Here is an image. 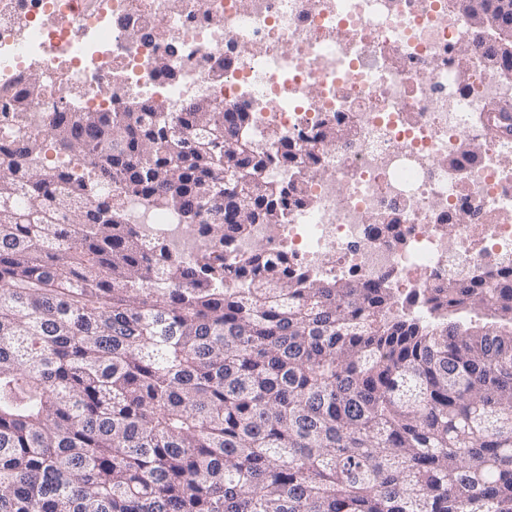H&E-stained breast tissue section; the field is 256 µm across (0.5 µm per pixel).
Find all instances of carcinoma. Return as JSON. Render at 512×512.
I'll list each match as a JSON object with an SVG mask.
<instances>
[{"mask_svg":"<svg viewBox=\"0 0 512 512\" xmlns=\"http://www.w3.org/2000/svg\"><path fill=\"white\" fill-rule=\"evenodd\" d=\"M454 6L458 56L512 72V0ZM250 120L156 100L65 107L47 139L0 121V512H512V268L403 299L425 322L388 315L383 281L237 252L309 204L298 178L255 184ZM280 160L316 158L288 141ZM114 172L204 244L124 223ZM470 312L490 321L450 319Z\"/></svg>","mask_w":512,"mask_h":512,"instance_id":"cac0c4a2","label":"carcinoma"}]
</instances>
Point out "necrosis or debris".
<instances>
[{
  "label": "necrosis or debris",
  "mask_w": 512,
  "mask_h": 512,
  "mask_svg": "<svg viewBox=\"0 0 512 512\" xmlns=\"http://www.w3.org/2000/svg\"><path fill=\"white\" fill-rule=\"evenodd\" d=\"M468 35L449 0H0V112L24 105L25 123L43 134L63 88L100 112L135 98L177 109L208 95L248 107L270 153L324 121L355 118L353 139L315 145L311 206L254 225L238 248L262 241L314 273L385 274L410 294L464 265L498 274V258L512 257V146L482 141L469 121L487 101H511L512 82L449 63ZM161 58L174 76L157 70ZM472 140L482 162L448 167ZM120 180L112 174L106 190L143 236L197 250L191 228L119 195ZM461 209L467 223L446 234ZM388 212L402 245L368 237Z\"/></svg>",
  "instance_id": "obj_1"
}]
</instances>
